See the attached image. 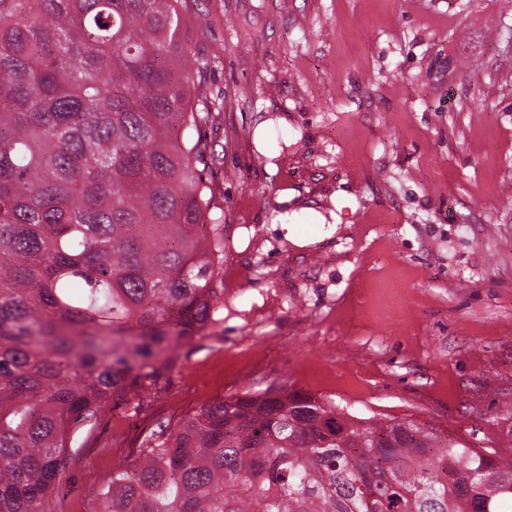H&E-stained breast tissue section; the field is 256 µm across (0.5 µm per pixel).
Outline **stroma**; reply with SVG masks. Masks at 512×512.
I'll return each mask as SVG.
<instances>
[{
	"label": "stroma",
	"instance_id": "35a3bbf8",
	"mask_svg": "<svg viewBox=\"0 0 512 512\" xmlns=\"http://www.w3.org/2000/svg\"><path fill=\"white\" fill-rule=\"evenodd\" d=\"M225 294L161 391L72 429L47 512L220 398L291 387L512 455V9L181 0ZM279 305L267 311V297Z\"/></svg>",
	"mask_w": 512,
	"mask_h": 512
}]
</instances>
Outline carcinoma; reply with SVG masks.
Listing matches in <instances>:
<instances>
[{
	"label": "carcinoma",
	"instance_id": "1",
	"mask_svg": "<svg viewBox=\"0 0 512 512\" xmlns=\"http://www.w3.org/2000/svg\"><path fill=\"white\" fill-rule=\"evenodd\" d=\"M179 0H0V512H44L71 421L157 386L219 308ZM100 512H512V455L295 389L219 399Z\"/></svg>",
	"mask_w": 512,
	"mask_h": 512
}]
</instances>
